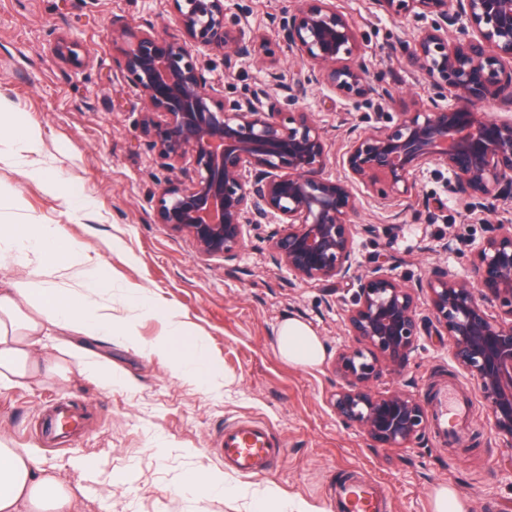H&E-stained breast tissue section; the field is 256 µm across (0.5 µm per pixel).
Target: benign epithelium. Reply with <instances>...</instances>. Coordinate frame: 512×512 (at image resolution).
<instances>
[{
	"mask_svg": "<svg viewBox=\"0 0 512 512\" xmlns=\"http://www.w3.org/2000/svg\"><path fill=\"white\" fill-rule=\"evenodd\" d=\"M171 2L173 37L151 20L137 27L112 20L118 67L139 101V137L169 173L157 191V223L226 264L239 259L250 231L268 226L272 259L291 280L353 289L344 309L352 344L336 352L331 406L378 448H407L431 428L428 398L374 389L383 375L405 370L425 330L427 301L495 432L512 447V119L473 110L481 101L512 103V0H375L388 16L418 22L407 54L428 78L429 104L385 125L351 129L334 158L342 175L334 178L325 174L331 149L314 113L282 111L269 87L297 97L324 85L356 102L391 96L368 81L366 48L336 0H297L279 19L274 47L228 23L225 0ZM452 28L458 36L450 39ZM278 49L303 65L289 83L276 65ZM50 53L74 67L90 59L64 37ZM204 53L223 55L230 68L255 63L268 85L232 100L209 81L198 61ZM433 165L446 167L451 190L483 215L485 236L469 249L480 278L438 266L409 285L383 261L360 268L359 228L350 221L355 188L384 207L409 201L417 197V174Z\"/></svg>",
	"mask_w": 512,
	"mask_h": 512,
	"instance_id": "7a95c632",
	"label": "benign epithelium"
}]
</instances>
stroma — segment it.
Returning <instances> with one entry per match:
<instances>
[{"label":"stroma","mask_w":512,"mask_h":512,"mask_svg":"<svg viewBox=\"0 0 512 512\" xmlns=\"http://www.w3.org/2000/svg\"><path fill=\"white\" fill-rule=\"evenodd\" d=\"M340 10L367 44L370 81L390 88L377 112H410L427 101L424 75L405 49L416 34L412 18H389L374 0H337ZM290 0H233L230 20L274 38ZM131 24L151 19L176 35L169 0H0V138L13 120L41 136L36 164L50 167L62 182L58 191L12 163H0V225L56 224L65 242L94 257L113 289L112 311L121 313V288L137 285L173 308L192 335L203 337L224 379L219 392L177 376L171 359L148 352L165 333L157 316L136 320L139 347L115 338H91L73 330L67 340L111 364L116 374L104 387L81 374L75 360L54 347L40 350L38 364L50 365L28 385L0 387V441L30 455L75 495V512H250L240 487L272 489L270 512L280 498L306 512H337L333 491L352 474L384 489L385 512H433V492L455 489L468 512H512V447L496 437L478 386L451 356L448 340L420 336L402 375L383 376L377 390L404 388L418 395L456 384L473 412L461 437L428 432L407 448H377L336 417L330 397L336 389L332 361L349 344L343 326L347 290L329 296L325 285L288 281L262 234L250 233L240 258H206L193 240L159 224L153 198L166 173L138 143L135 98L116 79L118 53L112 20ZM61 36L81 44L88 65L55 60L49 47ZM210 80L237 97L263 83L254 65L228 69L218 54L201 56ZM283 110L306 108L339 150L361 111L323 86L308 87ZM451 176L434 166L418 176V195L401 219H392L372 198L360 199L352 223L371 225L357 237L358 259L368 265L391 258L407 283L447 266L477 281L467 254L485 226L467 202L450 193ZM79 188L92 207L73 215L64 189ZM307 324L325 347L314 368L281 358L277 328L287 319ZM66 402L82 414L80 429L67 437L46 432L52 406ZM241 420L266 424L280 439L283 457L259 477L226 472L218 450L225 426ZM223 472L229 488L204 498L187 488L192 471Z\"/></svg>","instance_id":"35a3bbf8"}]
</instances>
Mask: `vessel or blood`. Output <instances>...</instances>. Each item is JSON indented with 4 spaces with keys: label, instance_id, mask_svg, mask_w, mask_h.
I'll return each instance as SVG.
<instances>
[{
    "label": "vessel or blood",
    "instance_id": "1",
    "mask_svg": "<svg viewBox=\"0 0 512 512\" xmlns=\"http://www.w3.org/2000/svg\"><path fill=\"white\" fill-rule=\"evenodd\" d=\"M437 428L448 433L450 426L462 423L468 407L453 393L439 392L433 403ZM221 454L231 470L243 475H261L269 470L281 454L279 443L264 425L246 421L224 429ZM338 497L348 512H382L385 493L374 481L355 478L339 488Z\"/></svg>",
    "mask_w": 512,
    "mask_h": 512
}]
</instances>
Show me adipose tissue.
<instances>
[{
	"instance_id": "ef3b65f1",
	"label": "adipose tissue",
	"mask_w": 512,
	"mask_h": 512,
	"mask_svg": "<svg viewBox=\"0 0 512 512\" xmlns=\"http://www.w3.org/2000/svg\"><path fill=\"white\" fill-rule=\"evenodd\" d=\"M13 251L14 261L35 256L58 268L76 267L79 287L69 296H61L46 283L18 282L15 287L0 290V385L28 384L38 369L33 357L44 344L49 328L74 329L88 336H109L136 344L135 318L153 315L157 304L145 289L126 290L125 314L113 316L111 309L101 307L94 295L101 283V269L89 255L63 244L59 226L33 224L23 234L13 225H0V246ZM41 300L40 316L25 317L19 307L22 297ZM167 334L155 348L169 355L176 372L200 380L205 388L219 390L214 365L199 337L190 335L173 311H166ZM277 347L288 363L315 367L322 363L325 348L320 338L303 322L283 321L277 329ZM74 498L56 479L36 473L30 457L17 453L0 442V512H73Z\"/></svg>"
}]
</instances>
